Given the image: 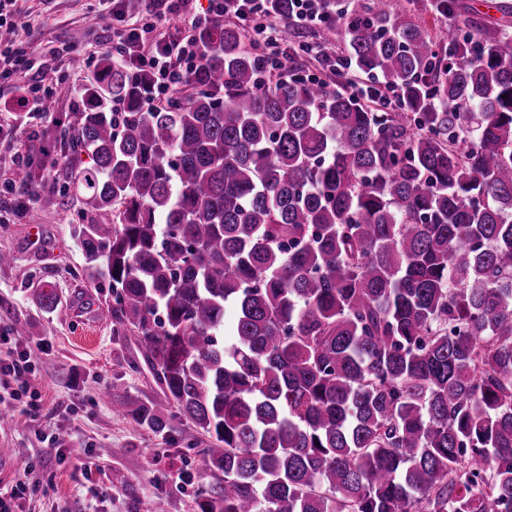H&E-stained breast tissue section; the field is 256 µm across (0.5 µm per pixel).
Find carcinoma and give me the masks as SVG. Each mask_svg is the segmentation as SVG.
<instances>
[{
	"label": "carcinoma",
	"instance_id": "carcinoma-1",
	"mask_svg": "<svg viewBox=\"0 0 512 512\" xmlns=\"http://www.w3.org/2000/svg\"><path fill=\"white\" fill-rule=\"evenodd\" d=\"M446 2L444 50L389 0L322 31L394 110L260 81L231 22L188 92L147 109L103 56L68 152L42 132L63 183L34 212L80 196L103 315L164 395L119 405L213 440L200 512H512V32Z\"/></svg>",
	"mask_w": 512,
	"mask_h": 512
}]
</instances>
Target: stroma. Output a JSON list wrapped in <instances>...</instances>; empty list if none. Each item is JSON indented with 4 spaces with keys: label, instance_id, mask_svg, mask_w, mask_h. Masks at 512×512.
Masks as SVG:
<instances>
[{
    "label": "stroma",
    "instance_id": "1",
    "mask_svg": "<svg viewBox=\"0 0 512 512\" xmlns=\"http://www.w3.org/2000/svg\"><path fill=\"white\" fill-rule=\"evenodd\" d=\"M28 27L19 39L46 48L44 70L57 75L59 85L48 103L49 113L36 120L35 135L0 141V251L13 260L0 266V353L24 354L32 372L29 387L41 395L38 409L28 410L14 399L18 384L0 379V486L22 481L27 491L11 503L13 512H197V491L214 479L204 448L209 437L187 444L178 436L162 437L137 426L112 407L113 399L147 402L162 390L135 341L113 336L110 323L98 312L108 289L94 290L82 252L72 235L81 203L31 218L12 211L15 199L53 191L54 169L42 166L41 130L55 118L78 110L74 93L90 82L98 69L95 52L102 36L88 26L94 14H108L111 0H20ZM78 43L87 62L83 75L71 72L69 59L50 55V48ZM35 171V181L22 180V170ZM41 237L29 234L31 223ZM50 285L58 297L54 311H45L38 290ZM55 443H48V436ZM126 477L112 481L113 472Z\"/></svg>",
    "mask_w": 512,
    "mask_h": 512
}]
</instances>
